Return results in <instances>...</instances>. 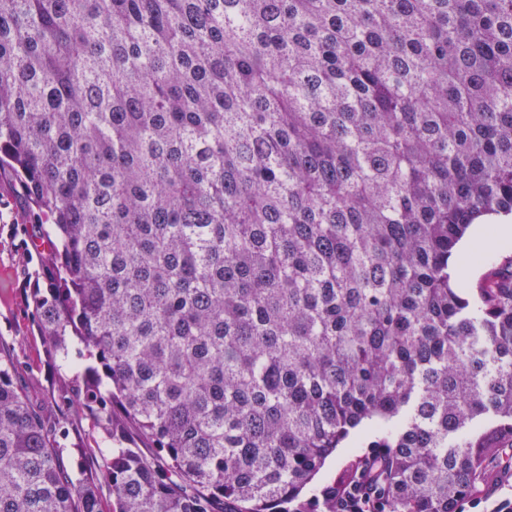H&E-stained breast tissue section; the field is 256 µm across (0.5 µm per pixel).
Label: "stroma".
<instances>
[{
	"instance_id": "stroma-1",
	"label": "stroma",
	"mask_w": 512,
	"mask_h": 512,
	"mask_svg": "<svg viewBox=\"0 0 512 512\" xmlns=\"http://www.w3.org/2000/svg\"><path fill=\"white\" fill-rule=\"evenodd\" d=\"M16 201L9 184H0V357L13 361L19 369L18 381L34 402L53 408L69 432L62 459L75 469L77 445L86 442L89 426L77 416L70 403L82 384L84 360L65 364L52 359L38 334L29 295L41 281L38 257L30 246L27 229L13 219ZM371 453L367 443L347 441L326 461L315 478L303 489L302 499L320 497L337 475L356 459Z\"/></svg>"
}]
</instances>
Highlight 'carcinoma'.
I'll list each match as a JSON object with an SVG mask.
<instances>
[{
    "label": "carcinoma",
    "mask_w": 512,
    "mask_h": 512,
    "mask_svg": "<svg viewBox=\"0 0 512 512\" xmlns=\"http://www.w3.org/2000/svg\"><path fill=\"white\" fill-rule=\"evenodd\" d=\"M1 176L112 448L0 359V512H311L366 423L338 483L459 512L512 448V256L449 267L512 215V0H0ZM373 438L364 440L360 444H355L354 440H348L342 448H336L327 460L320 472L303 489L301 499L313 500L319 498L321 501V492L328 486H331L337 475L356 459L366 458L375 448H368Z\"/></svg>",
    "instance_id": "obj_1"
}]
</instances>
